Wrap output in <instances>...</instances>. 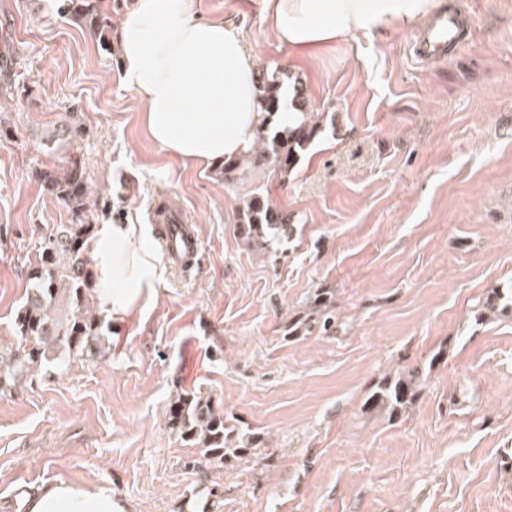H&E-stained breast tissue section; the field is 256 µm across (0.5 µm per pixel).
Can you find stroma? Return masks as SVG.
Returning a JSON list of instances; mask_svg holds the SVG:
<instances>
[{
	"label": "stroma",
	"mask_w": 512,
	"mask_h": 512,
	"mask_svg": "<svg viewBox=\"0 0 512 512\" xmlns=\"http://www.w3.org/2000/svg\"><path fill=\"white\" fill-rule=\"evenodd\" d=\"M71 2L0 0V349L19 343L42 243L71 221L47 165L79 156L108 215L136 213L153 246L156 205L180 210L201 254L165 269L144 315L103 320L105 357L0 395V512L57 480L129 512H512V0H437L466 37L425 65L411 27L298 57L266 0H193L319 116L288 178L249 170L232 191L151 139L117 48ZM55 128L70 137L47 143ZM256 185L295 224L288 243L241 235ZM321 290L334 328L289 335ZM407 372L412 405L366 406ZM186 392L251 453L203 461L169 420Z\"/></svg>",
	"instance_id": "1"
}]
</instances>
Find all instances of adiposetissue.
Returning <instances> with one entry per match:
<instances>
[{
	"label": "adipose tissue",
	"mask_w": 512,
	"mask_h": 512,
	"mask_svg": "<svg viewBox=\"0 0 512 512\" xmlns=\"http://www.w3.org/2000/svg\"><path fill=\"white\" fill-rule=\"evenodd\" d=\"M190 0H128L117 32L123 83L144 104L153 141L183 163L212 167L250 153L265 128L257 110L254 54L223 21L198 16ZM275 34L295 54L410 25L434 0H269ZM96 304L119 323L155 301L161 267L145 225L103 219L88 242ZM24 512H128L111 491L45 484Z\"/></svg>",
	"instance_id": "1"
}]
</instances>
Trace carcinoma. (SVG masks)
I'll return each mask as SVG.
<instances>
[{"label": "carcinoma", "mask_w": 512, "mask_h": 512, "mask_svg": "<svg viewBox=\"0 0 512 512\" xmlns=\"http://www.w3.org/2000/svg\"><path fill=\"white\" fill-rule=\"evenodd\" d=\"M105 0H86L77 6L75 16L98 34L103 46H109L112 16ZM258 111L268 116L281 112H299L294 126L274 127L260 134L259 146L252 154L227 160L219 166V175L232 187L247 169L269 165L282 177L288 176L300 161L301 151L317 135L318 122L308 119L305 100L294 91L288 98L273 80L258 73ZM40 179L51 193L60 196L73 213V223L60 224L49 234L38 263L29 274L30 288L26 304L15 319L22 346L0 351V393L15 388L34 367L47 362L58 368L75 361H91L105 356L97 318L81 309V281L84 265L80 259L81 241L93 211H104L97 197L91 196L82 164L74 159L41 171ZM237 222L247 238L279 240L294 235V225L274 208L259 189L249 192L238 209ZM331 298L318 292L312 300V313L322 317L321 328L329 332L334 315L328 310ZM69 313L61 315V308ZM414 375H400L385 382L369 397L367 404L382 408L391 416L412 404L419 393ZM172 428L182 439L203 445L204 460L219 467L224 458L244 454V448H232L233 428L224 422V412L216 410L211 397L201 393L179 394L174 399Z\"/></svg>", "instance_id": "cac0c4a2"}]
</instances>
